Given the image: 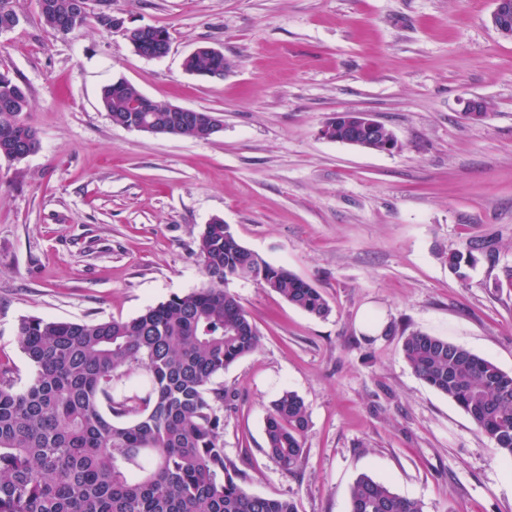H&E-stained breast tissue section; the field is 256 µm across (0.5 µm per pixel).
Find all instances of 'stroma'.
<instances>
[{
  "mask_svg": "<svg viewBox=\"0 0 512 512\" xmlns=\"http://www.w3.org/2000/svg\"><path fill=\"white\" fill-rule=\"evenodd\" d=\"M0 71L26 86L39 147L0 159V357L17 386L32 369L24 316L129 319L200 287L205 224L223 219L267 262L321 289L316 318L250 281L230 280L260 334L220 374L224 455L244 488L298 512H348L363 474L424 512H512L490 440L401 353L402 334L447 339L512 374V39L494 0H112L124 27L166 28V56L136 53L95 19L53 34L38 0H12ZM208 46L228 68L203 79L185 58ZM220 113L207 140L113 125L103 86ZM487 115L472 120L467 99ZM359 111L397 146L323 138ZM495 241L459 278L449 250ZM381 319L390 334L367 335ZM309 412L287 473L267 455L265 419L283 390ZM491 15L494 30L505 38H512V0H495Z\"/></svg>",
  "mask_w": 512,
  "mask_h": 512,
  "instance_id": "stroma-1",
  "label": "stroma"
}]
</instances>
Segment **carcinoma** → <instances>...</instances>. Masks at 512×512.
I'll return each instance as SVG.
<instances>
[{
	"label": "carcinoma",
	"instance_id": "cac0c4a2",
	"mask_svg": "<svg viewBox=\"0 0 512 512\" xmlns=\"http://www.w3.org/2000/svg\"><path fill=\"white\" fill-rule=\"evenodd\" d=\"M95 18L114 31L112 0H100ZM84 0H40L44 23L66 36L81 29ZM19 17L0 0V29ZM122 35L144 57L168 53L169 34ZM185 70L221 78L224 54L199 50ZM141 92L125 81L102 89L112 124L150 125L157 134L202 139L188 116L174 122L169 104L141 112ZM28 92L0 72V158L20 163L38 148L27 123ZM493 256L491 241L471 239L448 252L460 272L477 255ZM196 255L205 283L152 305L129 320L63 321L23 317L16 336L34 369L15 388L13 368L0 362V512H298L288 497L247 492L224 457V399L215 378L254 352L259 332L238 297L224 285L253 281L291 305L322 318L330 307L319 288L275 267L243 246L220 218L205 225ZM406 362L426 384L451 399L512 463V374L445 339L422 332L403 338ZM308 410L295 392L272 402L265 422L266 452L282 470L298 467L308 430ZM349 512H423L362 474L351 488Z\"/></svg>",
	"mask_w": 512,
	"mask_h": 512
}]
</instances>
